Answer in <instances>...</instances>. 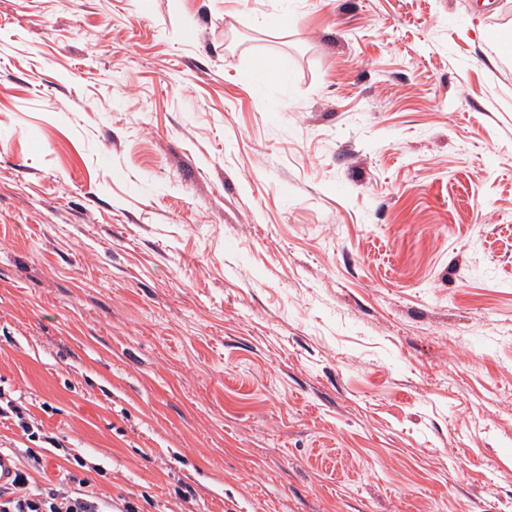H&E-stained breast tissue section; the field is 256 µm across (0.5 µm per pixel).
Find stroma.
Listing matches in <instances>:
<instances>
[{"mask_svg":"<svg viewBox=\"0 0 512 512\" xmlns=\"http://www.w3.org/2000/svg\"><path fill=\"white\" fill-rule=\"evenodd\" d=\"M512 0H0V419L116 512H512Z\"/></svg>","mask_w":512,"mask_h":512,"instance_id":"1","label":"stroma"}]
</instances>
